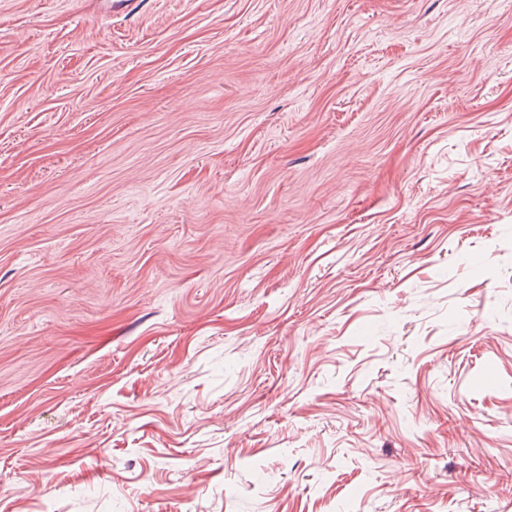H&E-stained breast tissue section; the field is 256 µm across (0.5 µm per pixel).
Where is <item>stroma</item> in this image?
<instances>
[{"label":"stroma","instance_id":"obj_1","mask_svg":"<svg viewBox=\"0 0 512 512\" xmlns=\"http://www.w3.org/2000/svg\"><path fill=\"white\" fill-rule=\"evenodd\" d=\"M512 512V0H0V512Z\"/></svg>","mask_w":512,"mask_h":512}]
</instances>
